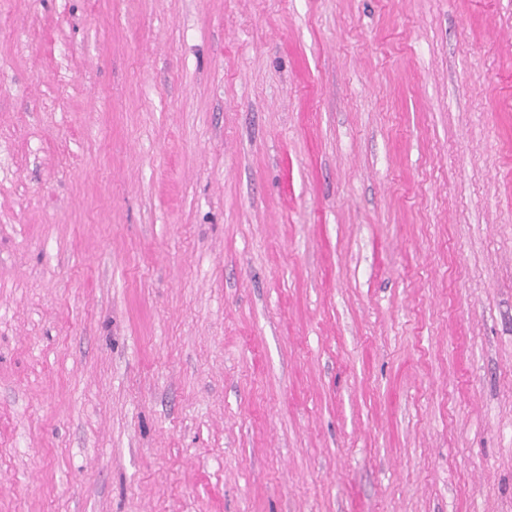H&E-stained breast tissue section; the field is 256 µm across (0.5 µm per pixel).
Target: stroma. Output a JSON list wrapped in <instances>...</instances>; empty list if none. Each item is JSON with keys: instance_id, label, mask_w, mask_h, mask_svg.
Here are the masks:
<instances>
[{"instance_id": "stroma-1", "label": "stroma", "mask_w": 512, "mask_h": 512, "mask_svg": "<svg viewBox=\"0 0 512 512\" xmlns=\"http://www.w3.org/2000/svg\"><path fill=\"white\" fill-rule=\"evenodd\" d=\"M0 512H512V0H0Z\"/></svg>"}]
</instances>
